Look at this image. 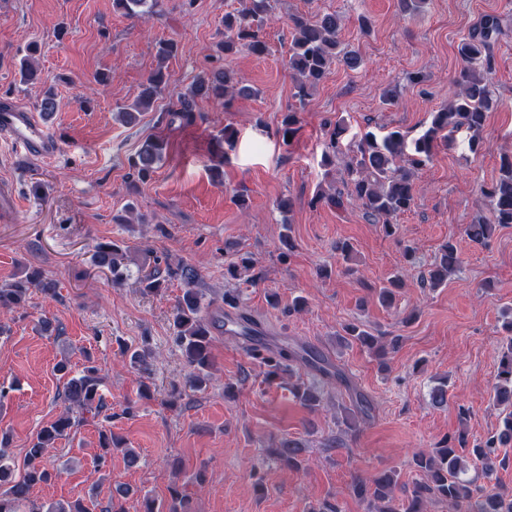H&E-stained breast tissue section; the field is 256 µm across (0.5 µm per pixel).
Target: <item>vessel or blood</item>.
Returning <instances> with one entry per match:
<instances>
[{
    "label": "vessel or blood",
    "mask_w": 512,
    "mask_h": 512,
    "mask_svg": "<svg viewBox=\"0 0 512 512\" xmlns=\"http://www.w3.org/2000/svg\"><path fill=\"white\" fill-rule=\"evenodd\" d=\"M0 137L9 140L33 161L55 157L61 143L31 112L14 103L0 105Z\"/></svg>",
    "instance_id": "b4317fda"
}]
</instances>
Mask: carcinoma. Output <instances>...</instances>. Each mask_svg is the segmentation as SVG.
Listing matches in <instances>:
<instances>
[{
  "label": "carcinoma",
  "instance_id": "obj_1",
  "mask_svg": "<svg viewBox=\"0 0 512 512\" xmlns=\"http://www.w3.org/2000/svg\"><path fill=\"white\" fill-rule=\"evenodd\" d=\"M159 4L160 0H113L115 9L138 18L157 13ZM272 10V0H241L240 8L224 15V39L218 43V51L231 54L246 50L256 56L265 54L268 50L265 28ZM291 23L293 38L288 68L295 74L294 97L303 105L312 90L326 78L332 65L355 70L360 66L361 58L342 48L339 40L341 21L337 14L328 12L312 19L294 16ZM497 31L496 19L488 18L462 43L459 49L462 64L452 80L455 87L452 98L448 106L432 113L429 128L419 138L409 144L398 131H390L382 137L366 134L357 153L346 165L348 192L321 193L317 201L338 208L355 204L368 216L382 219L381 227L386 236L394 235L396 218L415 203L416 170L431 159L437 139L451 144L453 134L460 130L478 135L487 113L497 106L489 90V69L479 65ZM232 82L231 74L220 68L199 76L188 92L176 96V101L171 103V114L187 123L193 122L198 103L210 99L225 101L233 91ZM167 87L168 74L160 66L147 78L131 111H121L119 115L128 124L135 122L137 114L152 108ZM164 147V142L157 139L143 143L130 162L131 187H137L151 176L162 159ZM481 194L487 199L491 218H480L467 226L466 236L475 244L485 243L496 227L512 224V155L501 158L498 178L482 188ZM120 257V247L115 243L95 245L94 265L109 270L114 282L124 278ZM460 264V253L455 244L450 241L443 245L428 271V285L432 288L443 285ZM172 276L179 277L185 284L173 310L174 340L192 369L195 383L201 386L209 377L212 332L210 324L202 317L201 296L194 288L196 269L184 263L167 267L164 274L155 269L141 280V288L146 294H156L165 287L166 278ZM57 288V282L41 270L27 271L0 288V312H16L25 307L33 289L53 298ZM508 313L504 330L511 337L498 354L497 375L492 386L493 403L504 405L508 410L498 429L486 439L473 442L468 441L463 432L456 437L447 436L437 448L415 453L412 466L421 474V479L413 483L402 498L396 495L399 481L394 471L380 472L369 480L354 478L351 484L353 495L368 502L373 512H427L429 503L434 500L447 503L451 512H512V493L490 484L496 477L499 450L512 447V309ZM339 339L372 350L380 359L398 344L396 338L388 347L378 344L377 338L361 322L344 324ZM261 349L267 353L265 364L270 379L278 378L295 364H302L325 379L344 380L341 371L327 356L305 345L283 343L271 349L263 342ZM101 382L102 377L94 366L85 368L81 376L67 382V413L38 431L19 472H14L11 462L0 454V512H23L30 502L32 489L50 479L51 473L46 466L49 450L71 428L73 409L90 407L98 399ZM295 396L311 411L321 402V397L308 386L296 388ZM274 454L290 470L305 466L303 448L294 440L282 442ZM472 464L481 466L488 484L478 485L466 477ZM140 512H190L189 500L172 486L167 503L157 507L155 501L147 500Z\"/></svg>",
  "mask_w": 512,
  "mask_h": 512
}]
</instances>
